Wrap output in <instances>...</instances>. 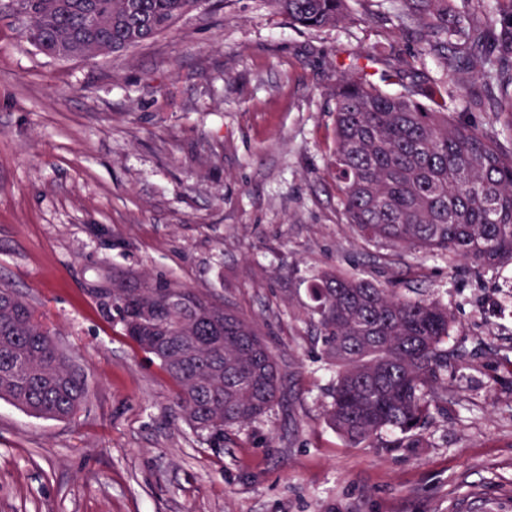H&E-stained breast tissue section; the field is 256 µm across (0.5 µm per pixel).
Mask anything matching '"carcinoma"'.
Segmentation results:
<instances>
[{
    "mask_svg": "<svg viewBox=\"0 0 512 512\" xmlns=\"http://www.w3.org/2000/svg\"><path fill=\"white\" fill-rule=\"evenodd\" d=\"M294 22L333 26L345 0H273ZM199 0H11L27 40L60 58H94L167 30ZM413 28L414 55L444 60L456 85L422 88L395 68L397 93L362 68L341 75L333 94L331 170L347 223L368 243L451 252L480 267L512 264V0H393ZM489 110L486 129L467 111ZM106 315L127 327L145 314L146 346L126 332L177 387L184 418L210 440L271 413L284 401L282 373L261 330L226 303L165 278L112 274L99 287ZM310 318L321 352L336 367L326 422L352 445L397 437L387 448H418V430L448 400V307L409 299L374 281L335 271L310 286ZM87 398L84 380L43 315L0 283V399L36 416L67 419Z\"/></svg>",
    "mask_w": 512,
    "mask_h": 512,
    "instance_id": "cac0c4a2",
    "label": "carcinoma"
}]
</instances>
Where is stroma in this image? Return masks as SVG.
<instances>
[{
	"instance_id": "stroma-1",
	"label": "stroma",
	"mask_w": 512,
	"mask_h": 512,
	"mask_svg": "<svg viewBox=\"0 0 512 512\" xmlns=\"http://www.w3.org/2000/svg\"><path fill=\"white\" fill-rule=\"evenodd\" d=\"M416 49L390 0H347L320 29L271 0H204L92 59L44 55L0 15V282L89 390L62 420L0 401V512H512V265L355 239L328 171L341 64L372 52L384 87ZM127 270L256 323L283 404L210 447L101 311L98 276ZM325 270L452 312L448 345L468 357L419 447L354 446L328 426L333 369L305 313Z\"/></svg>"
}]
</instances>
